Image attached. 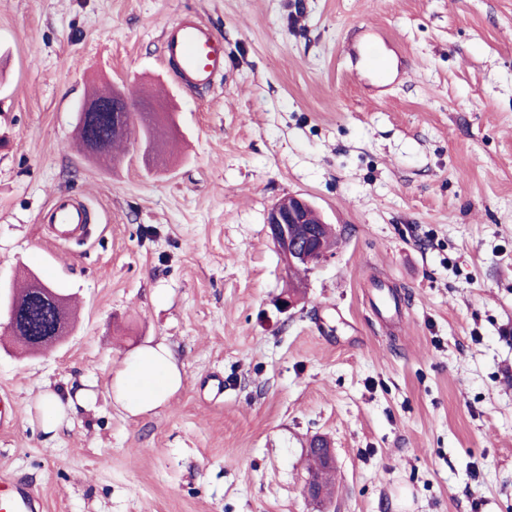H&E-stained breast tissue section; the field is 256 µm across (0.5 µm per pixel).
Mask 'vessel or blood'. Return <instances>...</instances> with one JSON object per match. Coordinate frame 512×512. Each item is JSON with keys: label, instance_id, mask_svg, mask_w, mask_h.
Wrapping results in <instances>:
<instances>
[{"label": "vessel or blood", "instance_id": "b4317fda", "mask_svg": "<svg viewBox=\"0 0 512 512\" xmlns=\"http://www.w3.org/2000/svg\"><path fill=\"white\" fill-rule=\"evenodd\" d=\"M161 53L173 78L184 90L211 88L224 75L222 38L197 16L188 15L166 26ZM42 219L56 226L62 242L83 234L89 221L83 203L65 192L55 194ZM0 512H43V503L23 476L1 471Z\"/></svg>", "mask_w": 512, "mask_h": 512}]
</instances>
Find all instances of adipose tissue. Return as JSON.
I'll return each mask as SVG.
<instances>
[{"label": "adipose tissue", "instance_id": "obj_1", "mask_svg": "<svg viewBox=\"0 0 512 512\" xmlns=\"http://www.w3.org/2000/svg\"><path fill=\"white\" fill-rule=\"evenodd\" d=\"M182 384L183 374L171 348L160 342L126 356L112 378L111 390L124 410L138 416L164 405ZM94 401V392L84 387L64 395L45 392L39 409L46 433L56 432L68 415L90 409Z\"/></svg>", "mask_w": 512, "mask_h": 512}]
</instances>
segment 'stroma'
Instances as JSON below:
<instances>
[{"instance_id": "35a3bbf8", "label": "stroma", "mask_w": 512, "mask_h": 512, "mask_svg": "<svg viewBox=\"0 0 512 512\" xmlns=\"http://www.w3.org/2000/svg\"><path fill=\"white\" fill-rule=\"evenodd\" d=\"M188 13L224 39L194 96L160 62ZM359 27L405 59L385 100ZM93 82L151 91L169 148L66 150ZM60 191L88 243L41 226ZM291 194L336 230L293 279L266 224ZM27 272L78 302L34 355L0 312V469L45 512H512V0H0V287ZM157 342L183 386L129 416L111 378ZM85 382L94 409L45 434L41 395ZM327 442L322 437H315L311 440L307 451L309 466L308 476H311L322 492L324 498L330 491V485L335 466L323 460L322 449L326 448Z\"/></svg>"}]
</instances>
